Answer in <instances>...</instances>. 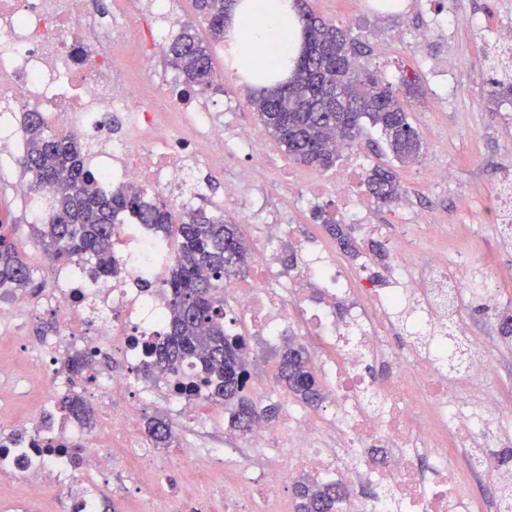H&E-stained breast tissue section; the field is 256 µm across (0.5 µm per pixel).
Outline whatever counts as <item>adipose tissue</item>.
I'll return each mask as SVG.
<instances>
[{
	"label": "adipose tissue",
	"instance_id": "adipose-tissue-1",
	"mask_svg": "<svg viewBox=\"0 0 512 512\" xmlns=\"http://www.w3.org/2000/svg\"><path fill=\"white\" fill-rule=\"evenodd\" d=\"M224 31L229 43L242 48L238 72L251 81L276 58L298 54L297 15L281 14L272 0H236Z\"/></svg>",
	"mask_w": 512,
	"mask_h": 512
}]
</instances>
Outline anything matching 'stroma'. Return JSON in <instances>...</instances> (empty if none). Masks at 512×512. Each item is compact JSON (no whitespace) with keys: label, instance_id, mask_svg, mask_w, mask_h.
<instances>
[{"label":"stroma","instance_id":"stroma-1","mask_svg":"<svg viewBox=\"0 0 512 512\" xmlns=\"http://www.w3.org/2000/svg\"><path fill=\"white\" fill-rule=\"evenodd\" d=\"M307 2L317 15L339 25L359 42L361 64L396 84L406 77L416 81L415 92L402 95L401 100L423 139L421 160L397 164L392 156L376 155L368 141H360L356 147L366 166L394 164L400 180L398 201L372 202L371 215L377 222L400 225L405 221V211L415 208L426 211L430 223L447 225L448 238L444 241L434 239L424 229L417 230L416 235L434 259L466 253L471 261L486 262L509 304L504 315L512 318V252L491 250L488 222L470 206L471 192L478 183L494 182L500 172L512 176V123L502 120L503 114H512V98L499 95L492 83L491 64L484 57V44L492 40L500 16L512 13V0H399V9L391 12L379 9L378 0ZM459 4L480 19V30L442 27L431 36H424L429 16H450ZM398 26L404 29L403 38L389 40V32ZM211 54L214 69L223 72L224 79L218 89L200 94V102L225 127H258L257 116L247 104L252 86L232 71L222 44H212ZM449 62L455 63L456 68L445 83L434 72ZM265 144L270 153L266 191L280 222L295 225L297 233L315 247L339 251V244L321 220L322 214L336 215L335 197L327 193L315 203L304 205L292 184L299 175L308 173V166L289 157L273 138H266ZM248 165L247 158L238 156L226 159L220 171L202 163L190 167L186 184L197 194L196 207L238 222L236 205L224 201V185L241 178ZM442 170L448 172L447 180L436 179V172ZM24 178L18 165L0 173V218L15 226V236L33 274L28 293L34 296L41 291L49 268L29 224V203L15 194L16 182ZM62 329L59 316L20 315L15 332L25 352L17 370L0 376V387L22 388L23 377L39 370L43 336ZM216 444L225 448L235 462H250L254 454L247 437L232 433L222 419L205 414L178 441L159 449L163 464L159 472L153 473V481L176 485L189 449Z\"/></svg>","mask_w":512,"mask_h":512}]
</instances>
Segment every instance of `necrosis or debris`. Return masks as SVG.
Wrapping results in <instances>:
<instances>
[{"label": "necrosis or debris", "instance_id": "1", "mask_svg": "<svg viewBox=\"0 0 512 512\" xmlns=\"http://www.w3.org/2000/svg\"><path fill=\"white\" fill-rule=\"evenodd\" d=\"M136 2L113 0L111 12L99 15L86 11L81 0H0V171L24 151L14 127L18 110L32 103L44 112L52 134L92 142L94 158L108 175L105 189L135 184L149 194L163 193L172 209L184 212L193 207L185 189L190 163L207 159L213 142L230 140L234 151L249 158L251 170L243 181L225 184L224 198L238 204L257 244L246 285L224 284L228 311L259 346H274L292 334L322 341L334 354L322 365L326 406L320 415L301 407L275 378L252 380L255 393L275 394L281 405L279 421H257L250 433L267 460L264 467L233 465L221 448H196L175 489L142 481L129 489L130 502L139 503L148 489L155 497L153 512H208L198 499L200 487L233 468L237 477L224 491V512H288L286 485L301 476L379 487V495L342 500L339 512H483L486 501L473 488L487 477L496 512H512V470L497 458L498 448L512 440V401L487 383L499 355L485 335L461 320L467 295L478 296L491 316L500 314L502 298L493 278L460 275L455 264L431 260L406 234L389 237L368 223L354 190L360 168L345 143L336 150L347 156V165L331 183L308 179L301 196L310 203L332 193L357 239L386 237L385 284L371 278L367 264L348 267L293 236L268 210L264 194L253 189L266 176V147L256 129L225 133L195 99L177 95L169 97V108L185 113L189 127L165 126L141 81L114 65L117 53L148 66L150 57L161 56L169 45L172 30L164 24L145 36L130 34L124 19ZM113 112L123 114L126 137H113L104 124ZM475 200L491 202L496 247L511 249L512 202L494 185L484 186ZM113 240L116 274L93 278L78 265H57L43 295L26 304L30 313H60L64 333L44 340L36 406L10 419L20 442L0 448V477L31 482L37 500L65 502L68 512H99L98 484L113 463L124 462L142 476L155 455L137 446L128 409L107 412L92 435L95 442L110 444L109 454L89 452L76 464L58 447V440L82 433L55 417L54 395L69 385L58 368L65 346L98 356L120 351L128 362L125 374L89 366L97 393L107 398L134 386L143 400H166L175 429L196 417L200 403L176 395L164 375L140 370L143 342L167 329L162 283L173 253L147 224L119 223ZM285 245L297 256L286 277L278 269ZM400 326L408 338L396 347L389 337ZM452 344L465 353L464 365L455 371L445 366ZM369 361L388 365V376L365 378L362 369ZM374 445L379 453H371Z\"/></svg>", "mask_w": 512, "mask_h": 512}]
</instances>
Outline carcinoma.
Masks as SVG:
<instances>
[{"label":"carcinoma","mask_w":512,"mask_h":512,"mask_svg":"<svg viewBox=\"0 0 512 512\" xmlns=\"http://www.w3.org/2000/svg\"><path fill=\"white\" fill-rule=\"evenodd\" d=\"M194 2L208 22L211 41L224 40V19L234 0ZM299 15L307 57L272 63L268 77L280 86L267 93L259 90L249 98L267 132L296 161L323 170L336 167L332 143L337 139L355 142L367 125L381 136L396 160L417 159L424 144L398 89L376 72L358 68L360 47L341 28L312 10L302 9ZM166 57L183 75L180 95L212 87L210 46L191 26H183L174 36ZM21 130L26 150L20 164L41 190L40 221L32 228L52 260H89L90 274L95 276L117 272L112 234L121 215L167 235H178L176 262L163 284L170 329L162 341L144 343L145 373L159 371L176 377L175 389L185 395L206 390L208 400L228 411V427L234 431H248L259 415L275 418L277 406L260 407L249 395L252 372L243 355L247 337L224 322V281L243 273L251 258L239 225L204 210L176 217L164 202L146 203L143 191L134 186L103 190L101 173L85 162L83 143L74 136L50 134L43 113L36 109L23 113ZM365 182L369 194L382 202L400 197L399 181L390 167H373ZM324 224L342 247L353 248L350 236L336 220L326 218ZM32 279L10 225L0 220V288H27ZM92 361L93 355L81 352L68 357L65 368L79 376ZM187 364L197 367L199 380L180 378ZM275 377L308 404L316 405L322 399L321 381L301 344L290 342L280 350ZM59 406L83 426L92 425L93 411L82 396L68 394ZM147 432L155 447H168L171 427L165 419H150ZM296 495V512H336L337 503L345 497L333 484L308 481L297 485Z\"/></svg>","instance_id":"obj_1"}]
</instances>
